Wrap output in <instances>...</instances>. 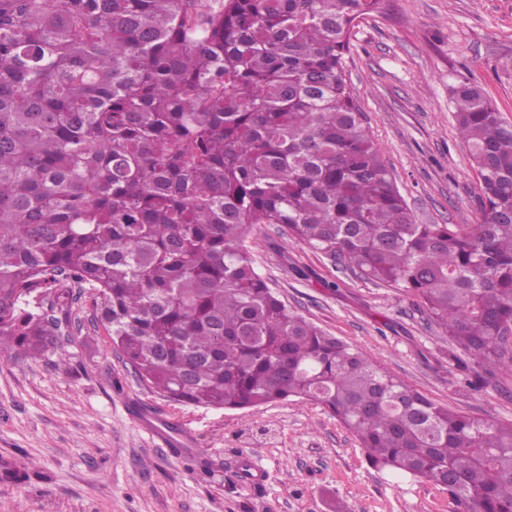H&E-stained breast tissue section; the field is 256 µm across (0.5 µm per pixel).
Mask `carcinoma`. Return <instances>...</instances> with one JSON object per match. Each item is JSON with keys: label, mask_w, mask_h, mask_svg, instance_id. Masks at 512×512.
<instances>
[{"label": "carcinoma", "mask_w": 512, "mask_h": 512, "mask_svg": "<svg viewBox=\"0 0 512 512\" xmlns=\"http://www.w3.org/2000/svg\"><path fill=\"white\" fill-rule=\"evenodd\" d=\"M383 0H0V350L41 356L70 286L139 378L224 409L305 399L373 467L512 512V422L450 409L282 302L245 239L413 293L448 343L512 363V123L450 86L478 224H419L348 86ZM53 291L43 306L39 293Z\"/></svg>", "instance_id": "obj_1"}]
</instances>
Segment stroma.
I'll list each match as a JSON object with an SVG mask.
<instances>
[{"mask_svg": "<svg viewBox=\"0 0 512 512\" xmlns=\"http://www.w3.org/2000/svg\"><path fill=\"white\" fill-rule=\"evenodd\" d=\"M347 80L382 159L420 224H476L479 177L456 136L449 88L465 77L512 122V0H385L356 22ZM246 244L285 304L355 344L391 375L475 417L512 422V365L486 372L449 347L417 297L376 286L254 227ZM75 290L55 350L0 352V512H457L447 490L372 468L356 435L305 400L224 410L174 402L141 381ZM194 445L160 443L134 408ZM265 473L249 487L242 459Z\"/></svg>", "mask_w": 512, "mask_h": 512, "instance_id": "1", "label": "stroma"}]
</instances>
